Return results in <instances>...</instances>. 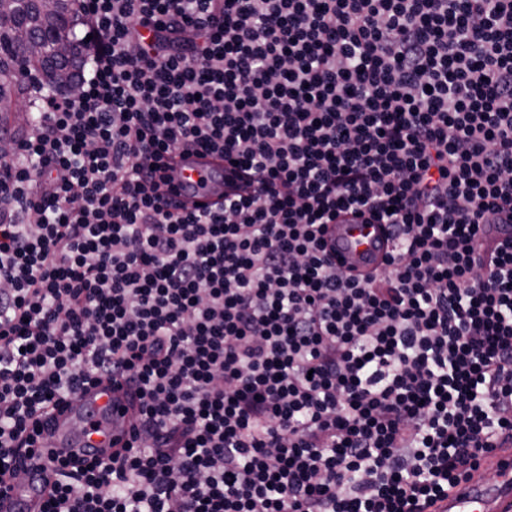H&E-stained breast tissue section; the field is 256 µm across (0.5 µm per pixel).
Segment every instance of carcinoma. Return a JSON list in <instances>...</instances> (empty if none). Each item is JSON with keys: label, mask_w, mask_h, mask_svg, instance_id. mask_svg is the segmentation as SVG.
Here are the masks:
<instances>
[{"label": "carcinoma", "mask_w": 512, "mask_h": 512, "mask_svg": "<svg viewBox=\"0 0 512 512\" xmlns=\"http://www.w3.org/2000/svg\"><path fill=\"white\" fill-rule=\"evenodd\" d=\"M75 0H56L45 10L41 0H0V125L11 124L22 137L32 124L30 110L20 108L29 95L21 74L35 73L50 91L64 92L77 85L83 71L88 42L77 34ZM21 28L33 32L26 47H14L13 33ZM69 44V53L59 57L54 47Z\"/></svg>", "instance_id": "1"}]
</instances>
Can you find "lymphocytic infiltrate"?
<instances>
[{
    "instance_id": "lymphocytic-infiltrate-1",
    "label": "lymphocytic infiltrate",
    "mask_w": 512,
    "mask_h": 512,
    "mask_svg": "<svg viewBox=\"0 0 512 512\" xmlns=\"http://www.w3.org/2000/svg\"><path fill=\"white\" fill-rule=\"evenodd\" d=\"M76 91L0 147V488L103 381L43 512H431L512 442V0H77ZM224 202L174 199L176 151ZM353 214L400 247L356 278ZM175 172L178 179L188 184H198L204 180L195 197L190 199L199 205L211 208L222 204L224 192V163L211 157H193L188 160L176 158ZM359 222L350 215L344 216L336 224H329L326 238L336 243V252L345 272L360 278L374 276L383 270L395 245L383 224H371L367 229L369 235L361 238ZM136 422L125 388L104 382L71 401L67 410L52 413L48 426L50 447L34 455L38 469L57 458H70L80 448H95L99 459L109 458L113 448L130 440Z\"/></svg>"
}]
</instances>
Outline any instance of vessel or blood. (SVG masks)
Returning <instances> with one entry per match:
<instances>
[{
	"mask_svg": "<svg viewBox=\"0 0 512 512\" xmlns=\"http://www.w3.org/2000/svg\"><path fill=\"white\" fill-rule=\"evenodd\" d=\"M175 171L180 181L198 185L195 200L201 206L222 204V161L193 157L177 161ZM326 237L335 243L343 270L360 278L380 273L395 248L384 225H371L363 238L356 220L348 215L329 225ZM134 426V413L124 389L102 383L71 401L64 412L52 414L48 426L51 444L38 449L34 463L42 466L57 458H69L81 448L97 449L101 458H108L113 448L130 439ZM488 470L494 471V480L485 478ZM47 492L43 483L28 480L13 484L0 496V512H40ZM436 512H512V446L503 445L482 457L470 481L463 489L449 493Z\"/></svg>",
	"mask_w": 512,
	"mask_h": 512,
	"instance_id": "vessel-or-blood-1",
	"label": "vessel or blood"
}]
</instances>
